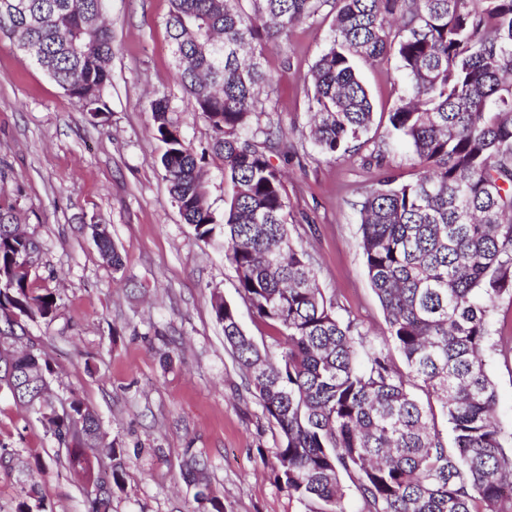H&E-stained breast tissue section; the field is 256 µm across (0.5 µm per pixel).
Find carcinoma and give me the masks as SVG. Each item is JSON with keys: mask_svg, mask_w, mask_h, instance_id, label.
I'll return each instance as SVG.
<instances>
[{"mask_svg": "<svg viewBox=\"0 0 512 512\" xmlns=\"http://www.w3.org/2000/svg\"><path fill=\"white\" fill-rule=\"evenodd\" d=\"M329 1L334 27L307 89L309 138L326 157L358 141L373 112L355 60L393 56L407 90L389 112V133L419 167L411 181L385 177L357 204L359 246L387 324L380 347L366 345L319 288L308 253L290 236L284 176L272 162L283 136L253 124L270 85L265 48ZM107 2L0 0V29L13 46L96 120L106 118L112 84ZM250 2L247 13L239 0H170L165 26L178 76L212 130L208 145L194 147L169 121L166 95L154 94L149 109L184 223L206 245L222 237L237 293L277 335L273 363L237 308L214 298L224 345L279 431L274 481L305 512H347L344 477L362 512H512V448L485 362L494 301L512 293V0ZM212 156L232 185L221 214L204 184ZM19 223L16 205L0 200V308L49 319L53 293L34 291L27 269L40 244ZM92 227L103 259L121 269L107 228ZM12 358L23 385L14 402L52 412L54 369L40 345ZM417 385L440 404L452 438L412 392ZM67 401L70 412L50 418L46 432L93 483L87 512H112L128 451L108 446V463L92 471L86 448L102 438L100 421L81 400ZM185 476L197 500L224 512L194 455Z\"/></svg>", "mask_w": 512, "mask_h": 512, "instance_id": "carcinoma-1", "label": "carcinoma"}]
</instances>
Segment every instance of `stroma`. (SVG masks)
<instances>
[{
  "instance_id": "stroma-1",
  "label": "stroma",
  "mask_w": 512,
  "mask_h": 512,
  "mask_svg": "<svg viewBox=\"0 0 512 512\" xmlns=\"http://www.w3.org/2000/svg\"><path fill=\"white\" fill-rule=\"evenodd\" d=\"M169 9V0H109L112 85L102 123L0 32V196L41 243L33 288L57 298L53 319L26 321V330L52 360L53 395L75 393L98 416L105 441L134 452L112 512H206L181 476L189 452L205 461L224 512H303L271 475L279 432L224 347L213 297L237 307L244 331L273 358L274 332L238 295L222 249L196 242L163 178L148 110L154 92L169 95L168 117L194 145L212 136L177 80ZM334 18L323 6L268 46L271 107L258 119L288 142V157L272 161L286 171L294 241L310 254L326 298L378 341L384 313L359 248L355 203L385 168L403 181L416 168L408 147L387 134L403 93L392 58L356 62L374 112L361 148L327 158L309 140L308 80ZM94 215L108 224L124 272L101 258L87 226ZM490 323L486 369L496 417L512 435V296L496 299ZM32 488L48 512H85L93 491L39 416L0 389V512H16Z\"/></svg>"
}]
</instances>
